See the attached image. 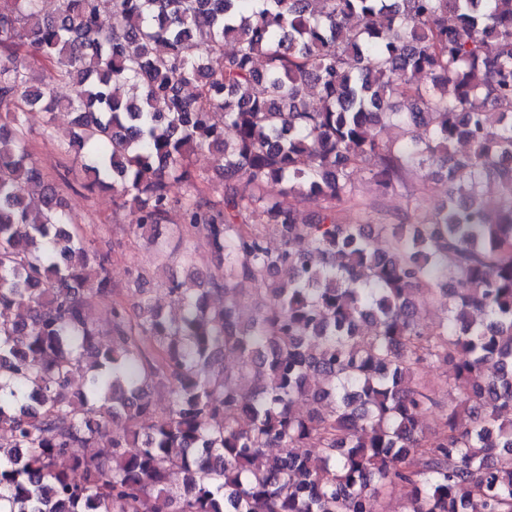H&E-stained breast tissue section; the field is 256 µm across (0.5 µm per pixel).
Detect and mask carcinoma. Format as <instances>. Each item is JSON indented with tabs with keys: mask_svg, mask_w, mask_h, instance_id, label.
I'll return each instance as SVG.
<instances>
[{
	"mask_svg": "<svg viewBox=\"0 0 512 512\" xmlns=\"http://www.w3.org/2000/svg\"><path fill=\"white\" fill-rule=\"evenodd\" d=\"M57 3L0 0V512H382L389 485L405 512H512V0ZM36 109L71 113L61 151L139 229L180 211L224 260L222 304L171 277L178 316L115 301L98 344L89 309L114 288L33 160ZM358 170L408 196L424 170L447 198L387 224ZM246 282L266 285L248 314Z\"/></svg>",
	"mask_w": 512,
	"mask_h": 512,
	"instance_id": "carcinoma-1",
	"label": "carcinoma"
}]
</instances>
